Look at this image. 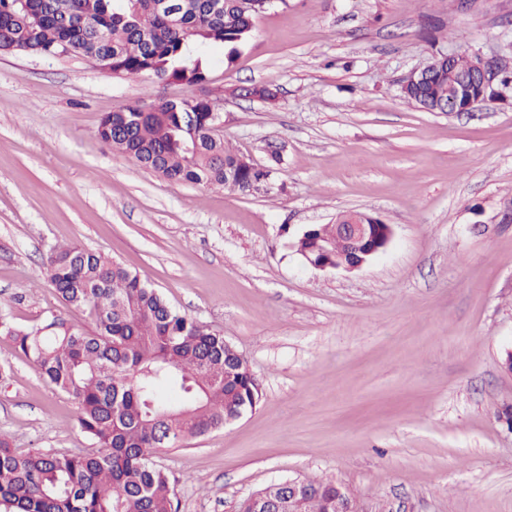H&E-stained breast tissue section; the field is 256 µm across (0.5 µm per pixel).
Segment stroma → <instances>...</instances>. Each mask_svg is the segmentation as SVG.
<instances>
[{
  "instance_id": "obj_1",
  "label": "stroma",
  "mask_w": 512,
  "mask_h": 512,
  "mask_svg": "<svg viewBox=\"0 0 512 512\" xmlns=\"http://www.w3.org/2000/svg\"><path fill=\"white\" fill-rule=\"evenodd\" d=\"M441 52L512 65V0H275L194 85L0 51V316L89 327L46 276L76 244L223 334L259 384L234 423L155 452L177 512H235L308 478L358 512H512V90L471 112L417 107L401 85ZM196 97L271 169L268 190L172 182L98 136L107 113ZM347 210L390 224L387 247L355 272L312 268L297 238ZM78 416L0 338L12 448L91 451Z\"/></svg>"
}]
</instances>
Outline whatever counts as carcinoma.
<instances>
[{
    "label": "carcinoma",
    "instance_id": "cac0c4a2",
    "mask_svg": "<svg viewBox=\"0 0 512 512\" xmlns=\"http://www.w3.org/2000/svg\"><path fill=\"white\" fill-rule=\"evenodd\" d=\"M0 0V45L52 55L92 49L112 57L124 76L160 81L205 80L201 54L222 46L233 55L250 39L255 0ZM453 78L422 80L405 99L424 108L448 99ZM204 99L169 100L154 110L137 103L103 116L100 139L165 178L220 186L245 194L271 177L216 134ZM195 134L194 150L183 141ZM301 248L319 243L336 256L335 227H310ZM47 277L68 307L90 317L84 330L60 314L20 327L0 317V335L55 389L80 409V426L94 441L87 454L18 452L0 434V509L3 512H176L167 474L152 462L163 447L218 430L255 407L256 380L224 336L174 309L118 261L78 245L54 249ZM302 512H336L346 495L333 482L305 479ZM275 484L245 498L237 512L276 499Z\"/></svg>",
    "mask_w": 512,
    "mask_h": 512
}]
</instances>
